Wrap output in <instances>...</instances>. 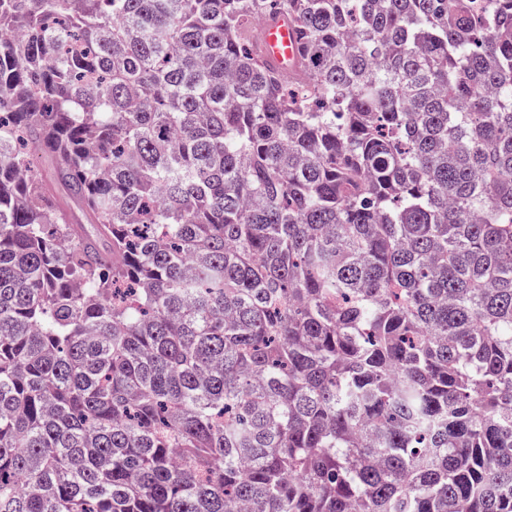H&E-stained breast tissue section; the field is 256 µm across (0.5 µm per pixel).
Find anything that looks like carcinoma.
<instances>
[{
    "instance_id": "carcinoma-1",
    "label": "carcinoma",
    "mask_w": 512,
    "mask_h": 512,
    "mask_svg": "<svg viewBox=\"0 0 512 512\" xmlns=\"http://www.w3.org/2000/svg\"><path fill=\"white\" fill-rule=\"evenodd\" d=\"M237 508L512 512V0H0V512ZM259 54L278 73L282 64L298 61L305 54V40L297 27L285 24L279 18L268 17L261 24L258 40Z\"/></svg>"
}]
</instances>
